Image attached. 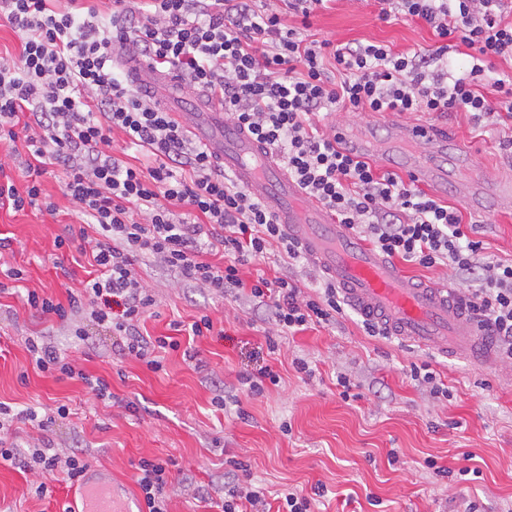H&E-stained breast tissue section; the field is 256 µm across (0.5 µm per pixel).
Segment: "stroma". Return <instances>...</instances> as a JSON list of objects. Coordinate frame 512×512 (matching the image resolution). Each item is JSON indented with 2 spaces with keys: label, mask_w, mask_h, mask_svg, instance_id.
Here are the masks:
<instances>
[{
  "label": "stroma",
  "mask_w": 512,
  "mask_h": 512,
  "mask_svg": "<svg viewBox=\"0 0 512 512\" xmlns=\"http://www.w3.org/2000/svg\"><path fill=\"white\" fill-rule=\"evenodd\" d=\"M379 0H333L317 12L306 36L336 44L382 43L397 53L434 49L426 24L391 12L380 19ZM411 121L446 127L448 151L474 153L495 176L512 177L511 134L495 118L474 121L467 112L436 116L411 114ZM45 192L58 213L0 209V265L25 270V288L59 301L84 279L89 258L78 245L58 250L53 239L64 225L84 226L86 218L63 195L58 177L44 175ZM471 239L512 263V203L481 214L462 209ZM139 273L157 300L156 316L145 319L150 337L169 334V324H191L210 314L214 329L191 343L196 359L182 351L159 350L154 371L123 355L109 333L89 327L85 339L70 328L35 315L19 293H0V402L12 412L66 405L68 419L57 422L58 447L77 453L89 473L110 472L133 498L139 460L170 461L175 482L187 481L195 495L174 491L168 512H220L228 482V462H246L253 485L268 499L290 490L324 485L318 512H459L456 487L435 480L426 466L433 459L452 470L476 469L469 495L484 512H512V361L497 366L449 359L434 350L394 338L370 336L362 319L346 309L335 328L308 326L277 339L264 305L243 290L222 297L176 283L163 268L147 262ZM44 335L62 358L79 359L86 371L105 379L114 399L133 402V411L96 399L77 380L39 372L25 347L27 337ZM301 358L313 376L295 372ZM429 364L447 386L449 398L433 397L412 380L410 368ZM267 366L279 377L254 395L239 382L243 373ZM354 384L342 399L338 376ZM234 395L221 409L217 390ZM290 432H282V424ZM32 474L0 462V512H66L71 489L64 474L46 481V495L29 490Z\"/></svg>",
  "instance_id": "stroma-1"
}]
</instances>
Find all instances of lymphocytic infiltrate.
I'll use <instances>...</instances> for the list:
<instances>
[{
	"instance_id": "lymphocytic-infiltrate-1",
	"label": "lymphocytic infiltrate",
	"mask_w": 512,
	"mask_h": 512,
	"mask_svg": "<svg viewBox=\"0 0 512 512\" xmlns=\"http://www.w3.org/2000/svg\"><path fill=\"white\" fill-rule=\"evenodd\" d=\"M286 10L260 0H113L104 21L94 0H0V21L21 38L16 57H0V145H23L29 161L20 175L0 160V208L56 215L40 178L61 173L62 192L89 227H65L56 249L81 240L92 273L78 292L60 302L28 292L26 304L40 318L72 324L75 317L108 330L123 354L151 369L159 348L177 340L147 339L140 321L156 304L137 266L153 259L188 283L216 295L249 289L266 301L281 332L308 324L331 325L344 297L331 281L316 294L283 275L245 281L241 268L277 250L283 263L303 258L264 204L228 180L215 156L194 142L168 112L129 82L112 59L121 49L151 69L177 73L184 88L220 100L224 112L278 155L303 192L339 223L363 233L391 259L424 268L443 265L467 284L459 302L490 336L499 355L512 359V263L485 252L471 239L461 213L373 161L349 156L321 117L344 112H468L474 119L512 122V74L489 75L483 63L512 57V8L507 0H381V17L400 10L428 25L438 45L428 54H395L377 44H333L302 34L311 15L329 0H283ZM299 18L292 26L284 14ZM472 50L473 65L456 73L449 53ZM120 129L132 164L112 148ZM224 252V264L207 252ZM41 372L80 380L99 398L108 384L61 358L51 340H27ZM68 409L19 412L35 424L24 471L44 478L64 473L81 482L88 469L76 454L57 448L50 431ZM137 484L147 512H168L171 484L166 464L141 460Z\"/></svg>"
}]
</instances>
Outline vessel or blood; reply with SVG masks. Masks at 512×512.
<instances>
[{
	"label": "vessel or blood",
	"instance_id": "b4317fda",
	"mask_svg": "<svg viewBox=\"0 0 512 512\" xmlns=\"http://www.w3.org/2000/svg\"><path fill=\"white\" fill-rule=\"evenodd\" d=\"M142 91L174 85L168 74L152 71L142 60L121 59ZM183 127L216 155L224 170L255 194L283 224L310 262L334 281L351 306L377 322L389 336L437 350L446 357H465L478 364L494 361L491 342L469 320L447 289L415 282L399 266L364 243L347 225L307 200L280 162L228 120L220 104L198 95L192 107L173 95L164 103ZM347 153L385 164L401 158L416 181L446 191L456 183L461 199L475 209L501 198L512 199V183L490 179L474 160L462 163V177L453 179L443 162L448 140L427 123L394 121L378 137L371 127L348 125L336 129ZM122 489L103 479L81 483L71 494L72 512H130Z\"/></svg>",
	"mask_w": 512,
	"mask_h": 512
}]
</instances>
